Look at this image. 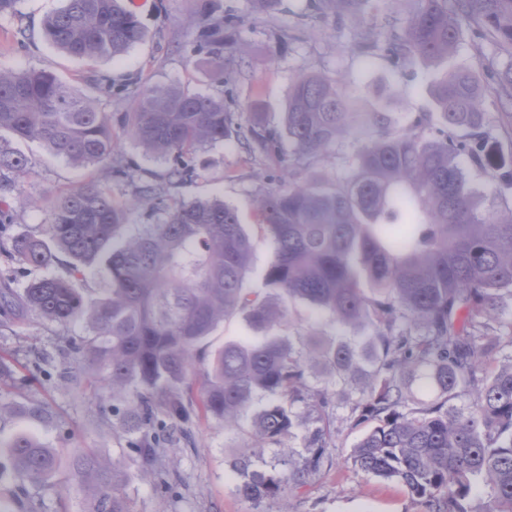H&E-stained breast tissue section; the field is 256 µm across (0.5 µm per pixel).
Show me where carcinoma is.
Instances as JSON below:
<instances>
[{"label": "carcinoma", "mask_w": 512, "mask_h": 512, "mask_svg": "<svg viewBox=\"0 0 512 512\" xmlns=\"http://www.w3.org/2000/svg\"><path fill=\"white\" fill-rule=\"evenodd\" d=\"M386 0H313L319 13L359 14L374 23ZM382 50L402 70L453 57L468 26L512 56V0H398ZM213 0H196L194 52L218 77L233 73L241 51L233 19ZM64 55L116 57L146 31L122 0H66L43 21ZM512 106V65L489 89L478 69L457 65L431 85L433 111L402 118L341 90L328 77L292 81L282 128L254 117L240 134L224 99L176 84H146L135 111L108 112L47 71L0 70V201L29 174L21 150L37 142L87 172L81 184L44 202V236H0V254L21 268L66 275L35 278L20 291L3 275L0 317L30 312L85 335L64 347L96 376L101 402L126 436L123 453L145 465L161 437L187 433L197 415L226 428L257 399L251 427L231 449L237 495L257 512H290L287 499L331 465L342 427L364 435L350 454L366 477L401 485L421 512H512V204L485 203L466 171L477 167L512 186V156L488 148V96ZM144 152L167 162L160 180L144 179L134 201L112 195L113 122ZM242 136L250 150L276 159L283 177L258 196L261 226L274 244L263 296L243 288L252 242L237 210L220 198L171 206L170 190L196 176L193 155ZM360 146L345 177H316L319 153ZM155 219L134 234L137 204ZM103 271L91 297L76 288ZM306 303L345 329L338 336L285 333L288 307ZM247 311L258 342L227 341L208 350L224 320ZM371 329L362 345L352 338ZM207 360L197 400L184 391ZM304 431L303 446L282 441ZM20 480L44 485L67 463L87 512H131V476L120 461L88 449L62 457L26 435L9 444Z\"/></svg>", "instance_id": "cac0c4a2"}]
</instances>
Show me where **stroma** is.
<instances>
[{
    "instance_id": "obj_1",
    "label": "stroma",
    "mask_w": 512,
    "mask_h": 512,
    "mask_svg": "<svg viewBox=\"0 0 512 512\" xmlns=\"http://www.w3.org/2000/svg\"><path fill=\"white\" fill-rule=\"evenodd\" d=\"M220 13L233 16L239 37L246 43L243 63L227 78H217L205 56L193 53L187 20L195 0H144L134 14L147 38L124 55L96 63L63 57L42 34L44 17L64 5V0H19L18 15L0 19V69H45L89 94H98L102 78H110L112 95L102 104L109 112H128L143 84L175 83L189 91L223 97L227 111L236 113L241 125H249L253 113H262L267 125L278 127L288 106L295 74L320 73L348 93L366 96L389 111L408 117L431 109L430 86L441 70L414 65L409 74L395 69L387 57L365 55L358 47L363 26L351 15L322 17L311 0H279L275 11L252 15L247 0H218ZM30 35L27 47L14 40L16 27ZM455 63L472 65L495 75L512 65L488 38L464 29ZM32 170L22 178L15 221L10 235L37 234L43 229V213L36 200L68 189L85 179V173L48 155L35 143L24 145ZM118 153L130 164L131 177L113 179L115 197L126 199L134 191V178L143 172L164 174L166 166L145 156L133 140L123 137ZM198 175L170 192L178 204L212 196L223 197L237 208L252 237V260L245 287L263 289V276L273 259L268 235L258 229L256 198L259 189L277 181L279 166L269 156L250 154L236 140H227L197 152ZM82 324L63 327L32 314L19 324L0 320V356L10 360L14 381L0 384V401L46 405L49 421L26 415L0 418V485L16 491L7 499L10 512H85L80 491L59 472L47 487L22 484L15 479L5 449L16 434L39 437L53 448L79 452L91 448L109 458L120 457L126 437L111 412L102 411L93 374H86L85 388H70L68 377L77 364L58 347L60 336H80ZM361 430H344L331 451L332 466L292 498L293 512H419V507L396 484L366 478L356 472L349 454ZM233 430L197 416L188 434H174L159 449L151 464L163 474L166 486L153 481H132L127 488L131 512H253L249 503L233 492L236 475L224 450L232 445Z\"/></svg>"
}]
</instances>
